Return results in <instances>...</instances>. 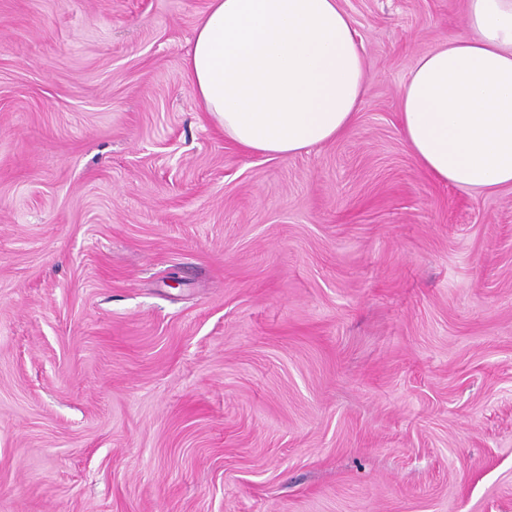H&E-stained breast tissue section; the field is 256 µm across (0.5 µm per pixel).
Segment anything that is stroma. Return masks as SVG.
<instances>
[{
	"label": "stroma",
	"instance_id": "1",
	"mask_svg": "<svg viewBox=\"0 0 512 512\" xmlns=\"http://www.w3.org/2000/svg\"><path fill=\"white\" fill-rule=\"evenodd\" d=\"M209 0H0V512H512V189L400 128L466 0H341L339 138L227 140Z\"/></svg>",
	"mask_w": 512,
	"mask_h": 512
}]
</instances>
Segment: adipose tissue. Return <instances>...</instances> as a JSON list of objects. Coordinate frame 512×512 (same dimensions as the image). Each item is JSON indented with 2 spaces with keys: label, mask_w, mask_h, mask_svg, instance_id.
Segmentation results:
<instances>
[{
  "label": "adipose tissue",
  "mask_w": 512,
  "mask_h": 512,
  "mask_svg": "<svg viewBox=\"0 0 512 512\" xmlns=\"http://www.w3.org/2000/svg\"><path fill=\"white\" fill-rule=\"evenodd\" d=\"M185 67L225 138L273 157L340 137L365 90L363 43L340 0H210ZM400 124L436 180L512 188V0H468L466 34L416 59Z\"/></svg>",
  "instance_id": "adipose-tissue-1"
}]
</instances>
